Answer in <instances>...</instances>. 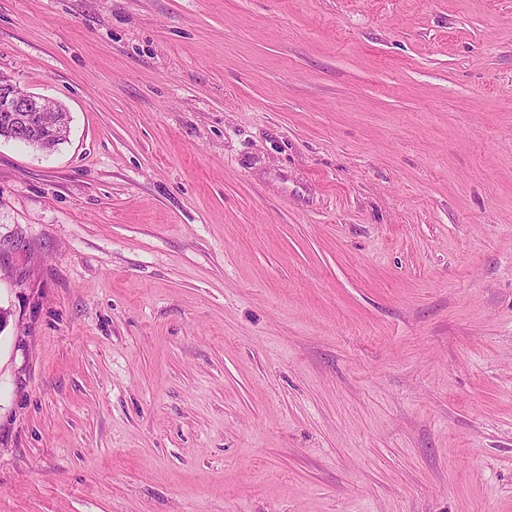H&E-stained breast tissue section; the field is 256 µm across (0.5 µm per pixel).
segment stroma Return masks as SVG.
<instances>
[{
    "label": "stroma",
    "mask_w": 512,
    "mask_h": 512,
    "mask_svg": "<svg viewBox=\"0 0 512 512\" xmlns=\"http://www.w3.org/2000/svg\"><path fill=\"white\" fill-rule=\"evenodd\" d=\"M0 512H512V0H0ZM0 105L3 111L0 112V139L13 140L29 146L36 142L46 141L56 149L65 143L43 127L38 116V112H44L48 106H52L54 112H62L55 102L26 91L24 94H18L15 84L8 82L0 84ZM10 112H25L23 114L29 115L27 125L20 128L21 124L11 120Z\"/></svg>",
    "instance_id": "35a3bbf8"
}]
</instances>
